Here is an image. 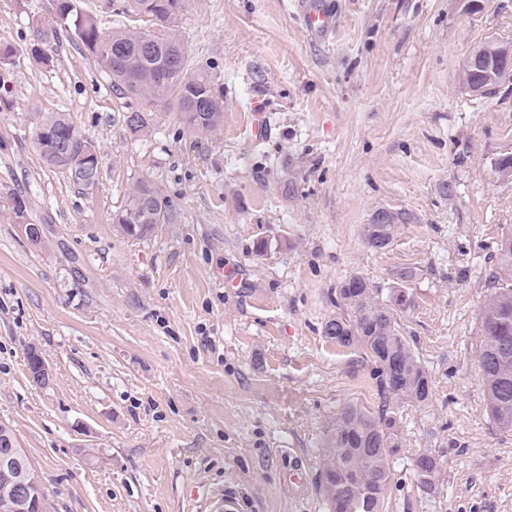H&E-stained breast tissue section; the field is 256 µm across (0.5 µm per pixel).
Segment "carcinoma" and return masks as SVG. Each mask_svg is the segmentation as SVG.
Instances as JSON below:
<instances>
[{
  "instance_id": "1",
  "label": "carcinoma",
  "mask_w": 512,
  "mask_h": 512,
  "mask_svg": "<svg viewBox=\"0 0 512 512\" xmlns=\"http://www.w3.org/2000/svg\"><path fill=\"white\" fill-rule=\"evenodd\" d=\"M187 0H124L120 11L130 24L117 29L100 25L83 0H53L52 17L33 28L32 57L44 62L42 47L55 45L63 31L71 32L90 56L104 68L112 91L122 98L147 105L162 104L191 131H216L224 125V95L204 67L189 71L188 54L179 31V18ZM154 28L151 49L141 47L147 36L141 25ZM121 53L124 64L112 65V54ZM126 126L134 136L150 131L157 113L136 109ZM39 128L52 138L35 145L43 162L86 190L98 180V167L79 160L90 147L70 117L62 112L46 116ZM169 219L159 186L139 180L129 188L113 223L123 234L143 239ZM411 217L394 212L385 224H365L363 239L372 249L383 250L393 242L401 225ZM497 269L482 311L479 345L480 376L488 413L498 427L512 430V230L497 247ZM401 290L387 297L367 279L353 275L336 289V314L324 325V334L336 345L361 353L371 368L378 402L371 407L348 404L329 426L323 445L320 487L329 512H384L394 458L402 442L396 431L393 406L407 399L425 404L432 395L430 378L399 331L398 316L412 306ZM13 460L33 470L13 431L0 423V459ZM439 463L426 450L413 458L416 487L426 495L436 493Z\"/></svg>"
}]
</instances>
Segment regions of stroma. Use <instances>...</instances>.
Listing matches in <instances>:
<instances>
[{"mask_svg":"<svg viewBox=\"0 0 512 512\" xmlns=\"http://www.w3.org/2000/svg\"><path fill=\"white\" fill-rule=\"evenodd\" d=\"M294 2L191 0L179 30L224 92V125L187 131L161 108L135 138L80 43L64 34L49 64L31 57V20L52 0H0V423L54 512H205L218 492L240 512H327L328 426L375 402L368 364L323 332L355 274L406 287L400 331L431 379L427 404H397L386 512H512V431L488 417L478 363L512 228V177L495 171L512 153V82L479 95L462 80L477 46L512 41V0H334L326 43ZM51 112L94 144L92 189L41 160ZM140 180L160 186L170 219L139 240L113 217ZM17 193L47 225L43 245L6 208ZM379 209L411 220L374 250L362 228ZM32 347L46 383L28 374ZM423 448L439 459L428 498L412 471ZM289 455L306 470L300 495L283 479Z\"/></svg>","mask_w":512,"mask_h":512,"instance_id":"35a3bbf8","label":"stroma"}]
</instances>
